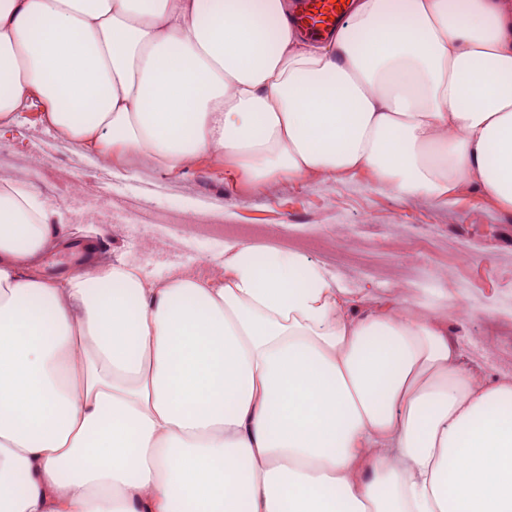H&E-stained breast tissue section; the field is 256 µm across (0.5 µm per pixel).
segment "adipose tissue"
I'll list each match as a JSON object with an SVG mask.
<instances>
[{
  "mask_svg": "<svg viewBox=\"0 0 512 512\" xmlns=\"http://www.w3.org/2000/svg\"><path fill=\"white\" fill-rule=\"evenodd\" d=\"M289 0H0V126L41 109L101 163L201 158L251 191L372 174L512 211V15L354 0L312 45ZM0 184V512H512V377L478 381L448 307L356 311L298 248L208 277L96 260Z\"/></svg>",
  "mask_w": 512,
  "mask_h": 512,
  "instance_id": "1",
  "label": "adipose tissue"
}]
</instances>
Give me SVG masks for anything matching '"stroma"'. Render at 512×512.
Segmentation results:
<instances>
[{"mask_svg":"<svg viewBox=\"0 0 512 512\" xmlns=\"http://www.w3.org/2000/svg\"><path fill=\"white\" fill-rule=\"evenodd\" d=\"M1 178L58 208L70 245L94 243L151 279L209 276L225 242L268 238L326 263L359 309L398 293L431 309L464 285L470 312L449 311L450 335L483 381L512 374V211L472 188L445 203L405 198L361 173L275 180L253 195L210 161L172 172L100 164L37 108L0 129Z\"/></svg>","mask_w":512,"mask_h":512,"instance_id":"obj_1","label":"stroma"}]
</instances>
